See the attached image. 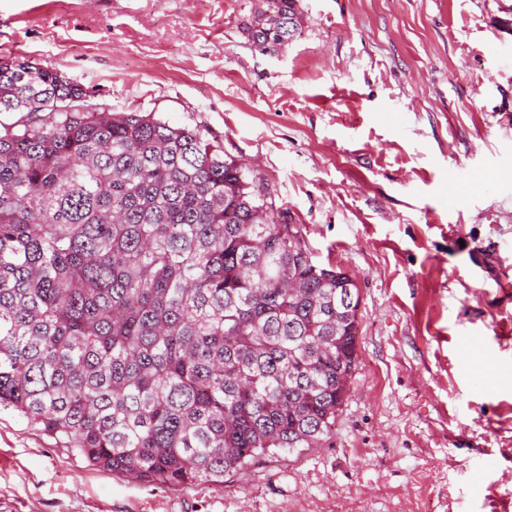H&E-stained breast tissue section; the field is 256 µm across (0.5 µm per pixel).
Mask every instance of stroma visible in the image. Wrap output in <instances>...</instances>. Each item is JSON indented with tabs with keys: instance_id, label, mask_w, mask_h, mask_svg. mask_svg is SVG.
I'll list each match as a JSON object with an SVG mask.
<instances>
[{
	"instance_id": "35a3bbf8",
	"label": "stroma",
	"mask_w": 512,
	"mask_h": 512,
	"mask_svg": "<svg viewBox=\"0 0 512 512\" xmlns=\"http://www.w3.org/2000/svg\"><path fill=\"white\" fill-rule=\"evenodd\" d=\"M257 0H0V57L112 111L201 125L268 184L314 260L356 282L358 367L330 438L223 485L102 471L0 409V512H512V0H298L260 51ZM500 343L494 368L465 342ZM480 456L498 466L469 471ZM296 2L297 0L260 1L261 6L247 31L249 39L258 44L261 51L286 47L300 35ZM288 39L291 41L288 42Z\"/></svg>"
}]
</instances>
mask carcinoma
Here are the masks:
<instances>
[{"instance_id": "cac0c4a2", "label": "carcinoma", "mask_w": 512, "mask_h": 512, "mask_svg": "<svg viewBox=\"0 0 512 512\" xmlns=\"http://www.w3.org/2000/svg\"><path fill=\"white\" fill-rule=\"evenodd\" d=\"M260 50L300 35L261 0ZM0 58V408L133 481L224 485L330 436L357 370L351 277L199 127Z\"/></svg>"}]
</instances>
